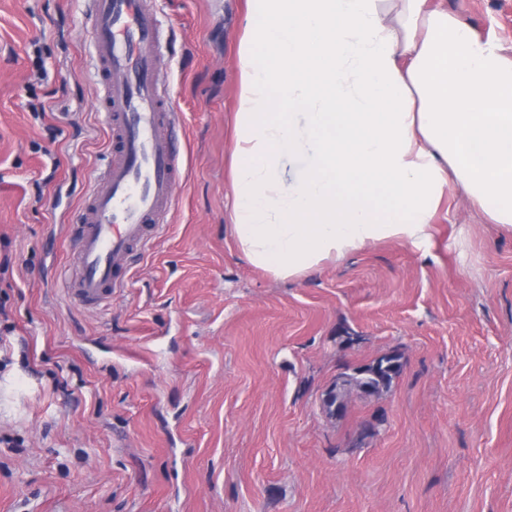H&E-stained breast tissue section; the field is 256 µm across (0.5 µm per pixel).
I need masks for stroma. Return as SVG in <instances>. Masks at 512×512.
Here are the masks:
<instances>
[{"mask_svg": "<svg viewBox=\"0 0 512 512\" xmlns=\"http://www.w3.org/2000/svg\"><path fill=\"white\" fill-rule=\"evenodd\" d=\"M175 114L168 227L85 310L68 222L111 155L84 0H0V512H512V232L449 185L427 248L298 279L228 226L245 0H143ZM512 59V0H443ZM394 352L378 397L323 399Z\"/></svg>", "mask_w": 512, "mask_h": 512, "instance_id": "stroma-1", "label": "stroma"}]
</instances>
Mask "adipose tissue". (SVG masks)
<instances>
[{"mask_svg":"<svg viewBox=\"0 0 512 512\" xmlns=\"http://www.w3.org/2000/svg\"><path fill=\"white\" fill-rule=\"evenodd\" d=\"M231 234L297 279L423 247L449 181L512 229V60L436 0H247Z\"/></svg>","mask_w":512,"mask_h":512,"instance_id":"adipose-tissue-1","label":"adipose tissue"}]
</instances>
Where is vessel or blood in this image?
<instances>
[{
	"label": "vessel or blood",
	"mask_w": 512,
	"mask_h": 512,
	"mask_svg": "<svg viewBox=\"0 0 512 512\" xmlns=\"http://www.w3.org/2000/svg\"><path fill=\"white\" fill-rule=\"evenodd\" d=\"M88 55L102 87L113 160L70 227L76 242L67 294L95 310L125 287L129 257L164 230L175 202V118L159 87L161 22L142 0H87Z\"/></svg>",
	"instance_id": "obj_1"
}]
</instances>
